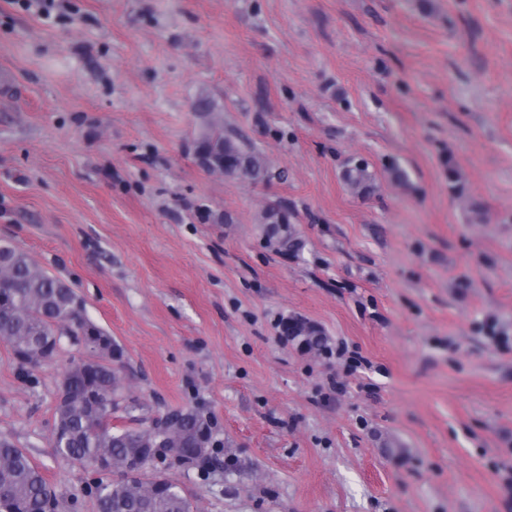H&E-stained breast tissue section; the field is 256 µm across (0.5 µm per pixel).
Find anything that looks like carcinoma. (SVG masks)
Masks as SVG:
<instances>
[{"label":"carcinoma","instance_id":"1","mask_svg":"<svg viewBox=\"0 0 512 512\" xmlns=\"http://www.w3.org/2000/svg\"><path fill=\"white\" fill-rule=\"evenodd\" d=\"M204 141L217 156L232 155L240 165V178L253 184L270 181L272 174L263 155L237 131L211 124ZM348 188L366 198L374 193L375 178L368 164L357 162L344 171ZM258 224L262 234L281 252H297L302 242L288 227ZM9 258L0 268V341L9 347L28 346L47 336L76 337L79 330L92 325L85 308L75 305L74 290L47 274L28 255L6 242ZM299 335L309 336L308 348L326 346L324 333L307 322L297 323ZM122 364L104 366L97 380L103 399L120 408L123 395ZM83 385L74 381L68 398L55 406L53 448L57 455L97 475L94 490L95 512H193L184 489L166 477L155 457L146 459L135 480L122 471L126 459L141 448L159 445L179 448L184 439L197 432L205 435L212 447L209 421L194 409L176 410L174 422L161 429L152 424L141 429L103 427L90 419L82 398ZM100 454L112 457L113 470L96 467ZM57 509L50 503L49 484L40 466L28 452L11 442L0 440V512H48Z\"/></svg>","mask_w":512,"mask_h":512}]
</instances>
